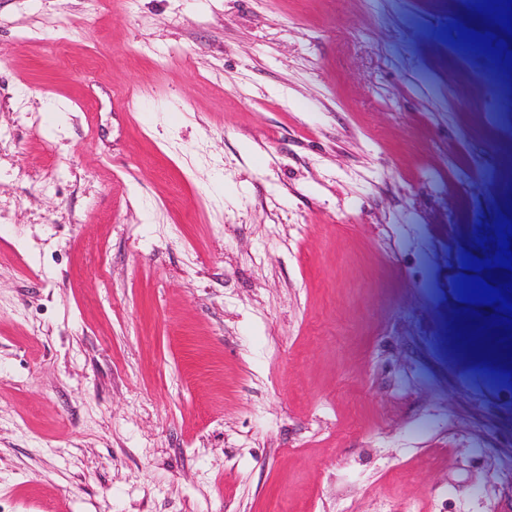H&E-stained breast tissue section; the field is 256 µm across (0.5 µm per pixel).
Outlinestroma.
I'll list each match as a JSON object with an SVG mask.
<instances>
[{
	"label": "stroma",
	"mask_w": 512,
	"mask_h": 512,
	"mask_svg": "<svg viewBox=\"0 0 512 512\" xmlns=\"http://www.w3.org/2000/svg\"><path fill=\"white\" fill-rule=\"evenodd\" d=\"M468 9L0 0V512H512Z\"/></svg>",
	"instance_id": "35a3bbf8"
}]
</instances>
